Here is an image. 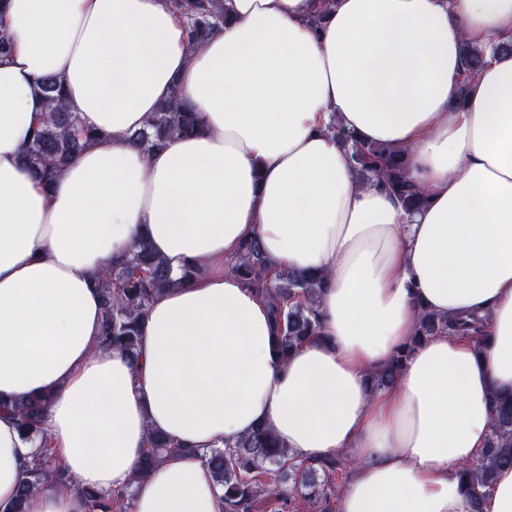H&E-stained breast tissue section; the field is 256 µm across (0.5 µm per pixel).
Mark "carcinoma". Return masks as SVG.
<instances>
[{"mask_svg": "<svg viewBox=\"0 0 512 512\" xmlns=\"http://www.w3.org/2000/svg\"><path fill=\"white\" fill-rule=\"evenodd\" d=\"M186 18L192 46L207 42L224 27V0H176ZM485 63L484 51L468 44L463 46V64L471 76ZM50 110L43 122L33 129L25 149L27 165L46 184H51L65 165L95 139L98 132L81 125L76 115L67 111L64 88L60 81L48 78L39 85ZM201 124L175 91L150 119L147 128L132 133L129 141L146 154L167 142L198 133ZM348 148L351 165L361 181L376 180L407 208L424 203L421 189L407 176L406 151L365 143L337 130ZM231 272L244 284L261 293L268 301L274 324L275 355L288 360L307 341L321 336L317 307L326 276L322 273L269 269L259 240L246 241L228 262ZM201 268L186 265L179 278L159 259L145 239L138 240L129 256L103 272L101 276L102 325L101 345L136 354L138 320L150 302L166 289L199 275ZM483 320L447 319L430 311L419 313L414 336L392 360L373 374L374 386L388 387L399 376L412 348L419 342L444 332L477 336ZM494 424L487 445L473 462L462 466L459 477L468 485L472 512H483L498 472L512 467V396L492 394ZM48 403L46 396H32L13 405L20 427L28 434L38 429L39 418ZM149 449L137 467L138 475L147 474L159 458L175 450L163 436L149 434ZM218 486L224 490L222 512H262L261 505L274 506L275 512H296L297 500L314 506V512H331L330 501L336 496V482L351 473L354 459L340 454L319 458L297 459L267 428L258 427L250 434L212 449L205 454ZM60 486L70 479L49 467L44 451L34 458L28 474L18 487L13 502L5 512H26L28 498L45 483ZM126 492H85L86 512H116Z\"/></svg>", "mask_w": 512, "mask_h": 512, "instance_id": "cac0c4a2", "label": "carcinoma"}]
</instances>
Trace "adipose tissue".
Returning a JSON list of instances; mask_svg holds the SVG:
<instances>
[{
    "label": "adipose tissue",
    "instance_id": "ef3b65f1",
    "mask_svg": "<svg viewBox=\"0 0 512 512\" xmlns=\"http://www.w3.org/2000/svg\"><path fill=\"white\" fill-rule=\"evenodd\" d=\"M225 0L191 48L166 0H0V506L50 444L71 478L27 512H221L204 455L257 427L300 457L353 451L338 512H471L458 470L512 393V0ZM485 50L465 76L463 44ZM55 77L99 136L44 185L23 162ZM200 133L144 154L128 141L172 90ZM406 149L428 198L407 211L358 181L328 128ZM147 238L197 278L150 304L136 357L103 348L98 278ZM256 238L273 270L327 273L323 335L286 362L265 300L228 269ZM486 316L489 343L441 334L388 388L368 372L420 310ZM47 393L28 437L8 405ZM175 444L143 479L149 433ZM126 491H117L111 493H98L96 491L85 492L86 512H114L118 506H121L125 499V510L117 512H130V495Z\"/></svg>",
    "mask_w": 512,
    "mask_h": 512
}]
</instances>
